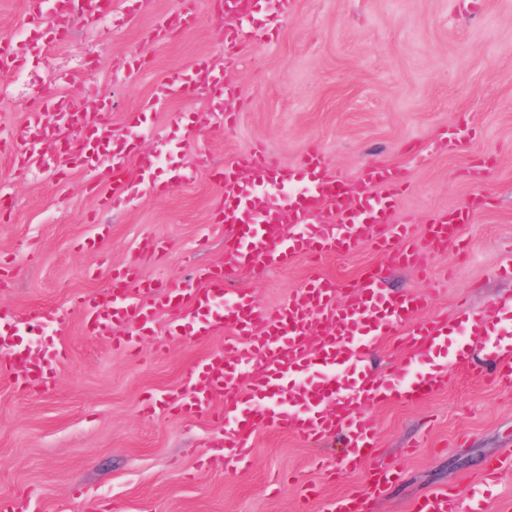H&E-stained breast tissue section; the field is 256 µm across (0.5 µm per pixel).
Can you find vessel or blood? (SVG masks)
<instances>
[{
    "label": "vessel or blood",
    "instance_id": "obj_1",
    "mask_svg": "<svg viewBox=\"0 0 512 512\" xmlns=\"http://www.w3.org/2000/svg\"><path fill=\"white\" fill-rule=\"evenodd\" d=\"M27 16L39 22L33 44L0 39V73L24 69L35 52H47L58 42L72 17L71 0H24ZM293 0H224V52L234 54L243 43L265 45L275 36L281 19L289 17ZM223 77L197 62L189 71L159 81L154 102L188 99L222 85ZM65 94L35 96L24 121L0 140V153L13 168L26 173L49 170L64 181L67 159L53 149L58 128L77 110ZM82 127L92 144L81 164L101 172L95 186L104 208L124 206L133 192L118 180L128 163H135L144 188L157 191L153 178L157 157L136 152L132 141L113 136L106 113L87 111ZM248 180L256 192L239 194ZM214 180L224 189L219 206L226 239L225 270L203 268L193 284L176 283L165 289L142 283L137 264L113 270L109 287L78 297L75 306L89 333L110 341L113 349L136 353L141 340L153 333L159 312L169 315L174 336L203 337L224 329V346L192 365L187 392L145 401V412L157 406L219 422L216 447L237 466L248 465L253 435L272 428L304 441L342 437L345 467L354 469L373 459L376 424L368 406L382 402L416 403L443 388L449 368H457L496 386L512 388V340L501 336V325L487 317L462 315L465 337L449 347L447 320L422 319L426 299L416 293L386 294L383 275L371 272L347 283L315 273L277 310L261 311L245 291L229 294L225 271L245 270L260 275L268 268L292 263L302 255L345 254L358 248L388 253L399 265L422 266L425 249L462 237L469 219L459 209L436 218L424 238L406 226L392 223L391 214L405 189L401 171L369 166L363 172V192L351 193L339 180L323 173L321 155L309 146L297 166L275 163L256 149L217 169ZM305 183L301 193L289 186ZM329 209L337 223H316L320 209ZM348 293L338 302L339 293ZM64 317L43 308L19 317L15 308L0 305V368L14 388L44 391L54 386L58 367L68 357L62 342L42 336L47 355L24 346L20 323L62 328ZM395 340L407 348L403 364L385 374L371 371L369 358L378 346ZM486 348L485 360H475L470 348ZM253 366L243 400L217 410L215 399L236 380V366ZM366 497L351 494L328 501L324 512H366ZM485 493L462 500L454 488L429 492L412 512H487Z\"/></svg>",
    "mask_w": 512,
    "mask_h": 512
}]
</instances>
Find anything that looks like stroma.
Instances as JSON below:
<instances>
[{"label":"stroma","mask_w":512,"mask_h":512,"mask_svg":"<svg viewBox=\"0 0 512 512\" xmlns=\"http://www.w3.org/2000/svg\"><path fill=\"white\" fill-rule=\"evenodd\" d=\"M175 4L141 0L130 15L125 0H112L111 35L80 29L84 44L99 48L94 70L68 44L33 64L69 73V91L88 108H106L113 134L128 138L126 112L148 102L163 76L209 60L236 96L215 89L190 102L168 100L148 113L149 133L137 138L159 153L157 181L183 171L173 190L139 189L131 205L105 210L92 190L94 172L75 164L57 183L15 172L0 154V195L15 203L0 223V302L23 315L57 309L69 351L47 392L15 390L0 374V501L27 499L28 512H95L107 501L121 512H299L314 487L311 512H322L328 499L364 490L374 472L395 467L398 476L368 512H410L430 490L472 483L512 444V388L452 371L422 402L373 406L378 455L355 471L344 467L341 439L309 444L271 428L257 433L241 470L209 447L208 420L141 409L147 397L182 389L187 369L221 348L224 332L175 337L162 313L131 357L86 335L74 304L134 258L143 278L161 287L224 264L225 230L215 220L222 192L209 170L196 168L197 152L219 168L263 147L290 167L314 145L324 172L348 183L369 164L404 171L391 221L415 235L446 211L469 209L464 245L449 244L422 271L390 268L386 255L364 248L303 256L259 279L234 272L230 288L250 292L269 312L312 273L353 282L382 268L390 291L425 295L426 315L449 326L462 298L472 315L495 317L494 302L512 294V279L500 274L512 265V0H482L476 14L466 0H295L271 42L232 57L214 0H195L193 26L149 42L155 20ZM135 54L141 68L126 75ZM450 133L468 134L463 151L441 148ZM99 224L110 225V237L85 246ZM145 238L163 241L164 252L138 256ZM327 465L339 471L335 482L324 475Z\"/></svg>","instance_id":"stroma-1"}]
</instances>
